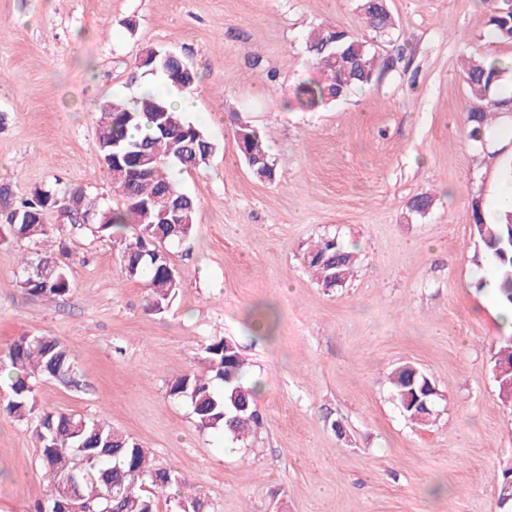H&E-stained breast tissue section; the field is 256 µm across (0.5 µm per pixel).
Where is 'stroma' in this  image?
<instances>
[{
  "mask_svg": "<svg viewBox=\"0 0 512 512\" xmlns=\"http://www.w3.org/2000/svg\"><path fill=\"white\" fill-rule=\"evenodd\" d=\"M358 0H0V179L17 191L62 181L120 207L97 149L101 102L140 95L145 47L197 70L189 120L217 149L175 171L198 201L195 232L168 248L181 288L147 313L123 281L110 239L57 211L71 289L41 301L20 285L27 242L0 241V358L22 334L75 354L80 387L44 379L43 409L101 418L189 483L210 512H505L512 406L493 367L504 331L496 279L474 206L494 221L512 164V117L491 146L470 147L460 55L512 58L482 0H389L391 33L365 27ZM343 28L381 67L368 86L309 109L296 87L319 79L308 33ZM258 129L276 178L254 177L236 132ZM430 194L425 214L410 201ZM334 237L358 261L342 287H320L302 261ZM271 307L276 325L254 335ZM233 341L259 381L262 424L248 442L203 431L172 377L199 369L213 339ZM410 361L443 396L435 423H411L388 373ZM30 425L0 418V512H31L47 494Z\"/></svg>",
  "mask_w": 512,
  "mask_h": 512,
  "instance_id": "35a3bbf8",
  "label": "stroma"
}]
</instances>
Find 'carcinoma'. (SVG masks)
<instances>
[{
  "instance_id": "1",
  "label": "carcinoma",
  "mask_w": 512,
  "mask_h": 512,
  "mask_svg": "<svg viewBox=\"0 0 512 512\" xmlns=\"http://www.w3.org/2000/svg\"><path fill=\"white\" fill-rule=\"evenodd\" d=\"M488 24L496 38L512 42V0H483ZM366 23L375 30L394 28L387 0H360ZM312 65L320 73L313 82L299 85L296 95L311 108L338 101L347 91L372 81L379 58L366 41L339 27H325L311 33L306 41ZM167 51L148 48L138 66L142 74L158 75L172 88L190 89L197 72L187 78L179 72V60L166 58ZM512 65L491 63L488 58L461 60V76L470 101H487L499 87ZM487 106L476 122H465L467 138L476 149L489 144L487 133L501 104ZM96 142L101 159L112 153L132 155L144 150L148 161L120 176L111 177L122 207H94L86 202L80 188L67 185L36 187L19 194L8 182L0 183V224L17 240H49L55 225L47 222L53 210L72 215L76 222L91 226L93 232L113 240L122 278L140 282L145 288L148 312H161L181 288V276L170 258H156L157 247L189 240L196 225V203L165 171L191 169L207 163L216 144L205 130L174 109L158 93H145L133 107L122 101L102 105L96 120ZM238 150L253 174L271 182L276 167L265 149L260 133L248 125L237 132ZM478 237L491 259L499 284V300L512 308V210L487 222L474 212ZM132 234H127V229ZM69 252L44 251L25 257L21 287L32 297L53 301L70 289ZM304 262L323 288L343 286L351 277L355 257L335 237H323L306 251ZM206 371L176 376L166 383L168 396L185 399L201 430H222L246 440L261 426L256 395L258 383L245 379L246 362L238 347L219 338L204 348ZM495 363L501 365L502 379L512 377V338L499 343ZM7 374L8 395L0 400V415L33 425L40 443V465L48 480V494L34 512H69L73 503L82 512H157L156 493L184 487L188 481L171 466L150 457L137 440L112 430L103 420L82 414L47 410L36 404L34 386L40 376L51 377L68 386L79 385V371L72 351L53 336L23 334L10 345L7 358L0 360V373ZM394 396L406 417L426 425L439 415V403L417 404L422 393L435 383L417 365L405 362L390 378ZM118 481L122 494L109 492ZM74 487L78 501L64 500L60 491ZM204 500L187 494L176 504V512H203Z\"/></svg>"
}]
</instances>
